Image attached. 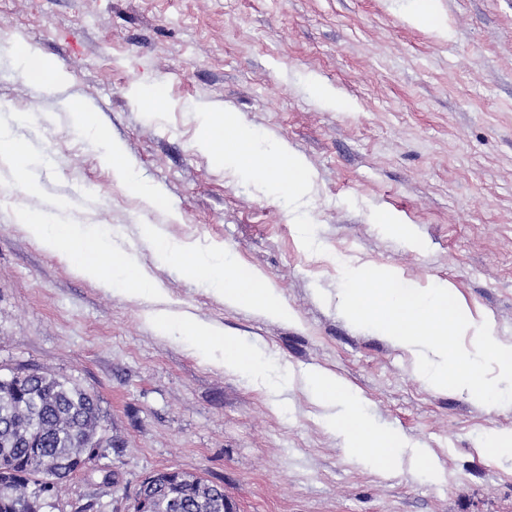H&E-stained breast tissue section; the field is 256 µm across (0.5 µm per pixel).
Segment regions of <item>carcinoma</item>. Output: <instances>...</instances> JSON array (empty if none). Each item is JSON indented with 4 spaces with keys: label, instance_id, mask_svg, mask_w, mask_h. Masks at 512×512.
Masks as SVG:
<instances>
[{
    "label": "carcinoma",
    "instance_id": "cac0c4a2",
    "mask_svg": "<svg viewBox=\"0 0 512 512\" xmlns=\"http://www.w3.org/2000/svg\"><path fill=\"white\" fill-rule=\"evenodd\" d=\"M99 423L95 394L44 372L20 383L0 379V475H9L16 497H0V512L20 505L43 487L56 490L58 471L82 455L84 439ZM212 482L182 472L153 492L154 512H217Z\"/></svg>",
    "mask_w": 512,
    "mask_h": 512
}]
</instances>
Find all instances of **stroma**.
I'll list each match as a JSON object with an SVG mask.
<instances>
[{"mask_svg":"<svg viewBox=\"0 0 512 512\" xmlns=\"http://www.w3.org/2000/svg\"><path fill=\"white\" fill-rule=\"evenodd\" d=\"M433 6L447 35L413 21L409 0H0V128L43 160L32 192L0 169V371L96 394L103 437L98 471L69 477L44 512H125L162 469L223 485L238 512H512V456L481 451L512 430V403L432 389L409 350L339 309L343 266L390 270L415 288L448 283L512 344V0ZM21 52L64 82L32 78ZM153 84L165 111L144 101ZM69 100L96 113L93 132ZM203 112L301 156L303 204L203 152ZM115 142L165 206L116 179L102 158ZM57 206L116 233L174 309L256 345L287 390L157 330L146 302L85 279L14 213ZM383 211L405 234L375 223ZM146 224L232 251L291 319L226 303L159 258ZM314 369L349 382L379 430L432 449L443 479L350 461L307 387Z\"/></svg>","mask_w":512,"mask_h":512,"instance_id":"stroma-1","label":"stroma"}]
</instances>
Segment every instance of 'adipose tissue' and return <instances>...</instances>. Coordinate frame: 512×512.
<instances>
[{"label":"adipose tissue","mask_w":512,"mask_h":512,"mask_svg":"<svg viewBox=\"0 0 512 512\" xmlns=\"http://www.w3.org/2000/svg\"><path fill=\"white\" fill-rule=\"evenodd\" d=\"M197 144L216 162L244 169L288 195L302 197L310 187V172L301 157L287 149L276 153L262 150L249 130L222 113H202ZM145 235L158 254L206 283L225 302L289 318L288 308L275 288L261 276L242 277L235 256L228 250L202 252L191 244L171 240L154 226L148 227ZM306 381L314 400L326 410L327 427L343 437L350 459L363 462L371 458L386 466H404L440 477L441 469L430 449L404 446L399 439L372 426L346 382L318 369L308 372Z\"/></svg>","instance_id":"ef3b65f1"}]
</instances>
